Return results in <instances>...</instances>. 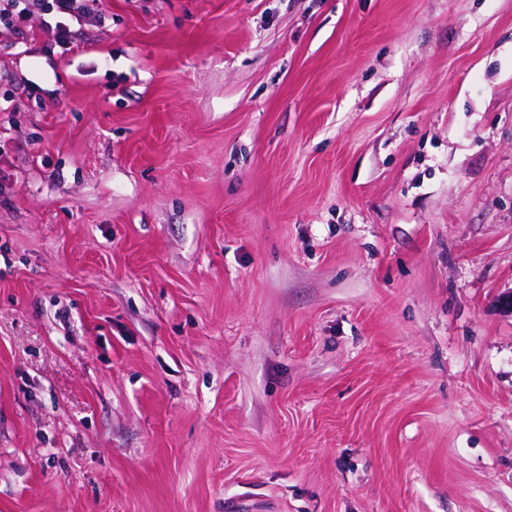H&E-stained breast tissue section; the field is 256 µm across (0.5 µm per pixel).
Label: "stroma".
<instances>
[{"instance_id":"35a3bbf8","label":"stroma","mask_w":512,"mask_h":512,"mask_svg":"<svg viewBox=\"0 0 512 512\" xmlns=\"http://www.w3.org/2000/svg\"><path fill=\"white\" fill-rule=\"evenodd\" d=\"M0 26V512H512V0H105ZM47 15L51 21L45 19ZM33 16L43 17L44 25L54 32V48L65 55L78 49L71 36L70 22L95 21L105 24L106 14L102 0H1L0 24L23 32Z\"/></svg>"}]
</instances>
